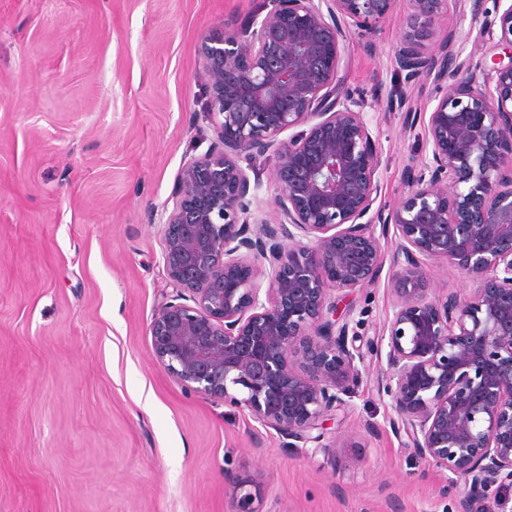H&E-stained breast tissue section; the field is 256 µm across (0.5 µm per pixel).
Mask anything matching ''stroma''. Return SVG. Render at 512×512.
Segmentation results:
<instances>
[{"label": "stroma", "mask_w": 512, "mask_h": 512, "mask_svg": "<svg viewBox=\"0 0 512 512\" xmlns=\"http://www.w3.org/2000/svg\"><path fill=\"white\" fill-rule=\"evenodd\" d=\"M269 0H0V512H455L449 474L388 422L367 355L353 409L325 447L287 448L247 409L188 394L155 361L149 325L172 293L164 223L182 165L215 140L200 43ZM446 0L421 52L479 62L474 16ZM407 0L350 27L341 87L380 144L377 207L408 196L421 152L403 99L430 111L446 82L400 72ZM259 222L278 221L273 158L256 159ZM390 273L349 294L360 345L382 334Z\"/></svg>", "instance_id": "stroma-1"}]
</instances>
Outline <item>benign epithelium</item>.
Wrapping results in <instances>:
<instances>
[{
	"instance_id": "obj_1",
	"label": "benign epithelium",
	"mask_w": 512,
	"mask_h": 512,
	"mask_svg": "<svg viewBox=\"0 0 512 512\" xmlns=\"http://www.w3.org/2000/svg\"><path fill=\"white\" fill-rule=\"evenodd\" d=\"M394 3L272 0L259 26L202 38L217 146L183 164L171 194L163 261L174 295L150 323L152 351L187 391L247 409L284 445L329 447L324 418L354 407L366 360L349 343L360 322L336 317L337 299L379 278L374 226L391 224L395 302L371 346L387 365L378 389L393 429L463 486L456 512H480L512 490V4L480 28L507 58L453 65L420 51L445 0H408L402 68L452 87L419 119L421 167L386 212L372 210L380 160L365 102L339 93L338 76L345 23L382 19ZM268 152L276 224L253 221L260 183L242 165ZM425 260L476 288L430 296ZM234 495L251 512L247 482Z\"/></svg>"
}]
</instances>
